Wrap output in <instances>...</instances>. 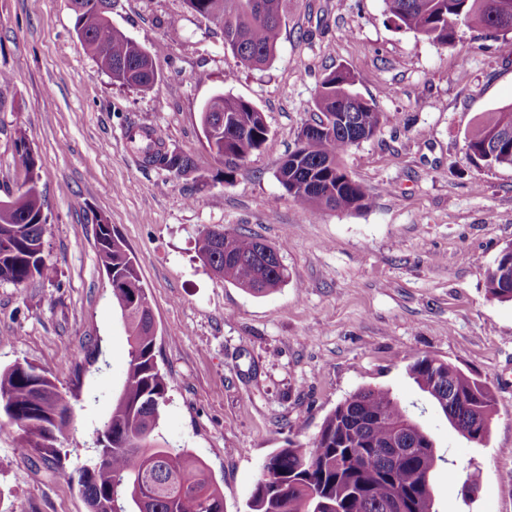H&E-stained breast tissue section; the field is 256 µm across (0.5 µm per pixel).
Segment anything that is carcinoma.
Listing matches in <instances>:
<instances>
[{
  "mask_svg": "<svg viewBox=\"0 0 512 512\" xmlns=\"http://www.w3.org/2000/svg\"><path fill=\"white\" fill-rule=\"evenodd\" d=\"M74 30L83 47L115 84L149 89L156 82L148 49L112 26V0H76ZM188 7L220 22L224 49L243 65L260 67L275 56L287 0H185ZM385 15L396 28L439 44L456 40L458 25L478 26L502 37L501 50L512 49V0H384ZM344 68L321 81L315 105L336 117L332 131L300 141L277 171V180L297 204L312 214L360 211L372 196L352 179L343 155L359 139L380 129L384 115L353 90ZM210 149L247 161L266 140L269 129L251 102L217 94L201 112ZM128 140L144 163L167 172L194 167L192 159L166 147L154 130L128 131ZM469 156L489 165L512 167V105L483 113L467 140ZM23 182L0 201V282L19 286L38 277L52 280L55 269L43 255L47 223L39 190L37 162L27 147L18 150ZM322 184L312 194L306 179ZM97 255L120 310L128 343L124 380L113 394L112 410L97 432L89 460L74 469L79 491L91 512H224V496L204 463L184 448H173L160 431L169 380L158 366V334L139 264L121 235L107 221L97 224ZM199 259L218 278L261 296L288 282L279 248L234 229L207 228L197 238ZM493 298L512 301V246L504 248L487 276ZM408 374L448 421L469 431L467 440L484 443L476 421L493 411L481 380L459 367L417 356ZM74 408L47 374L30 363L0 369V433L23 455L61 460L57 445L73 424ZM411 417L408 407L388 388L352 393L324 419L307 445L288 442L272 452L248 502L250 512H434L430 477L444 456L421 427L401 434L407 454L396 464L392 443L398 427Z\"/></svg>",
  "mask_w": 512,
  "mask_h": 512,
  "instance_id": "cac0c4a2",
  "label": "carcinoma"
}]
</instances>
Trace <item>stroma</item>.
Wrapping results in <instances>:
<instances>
[{
	"label": "stroma",
	"instance_id": "stroma-1",
	"mask_svg": "<svg viewBox=\"0 0 512 512\" xmlns=\"http://www.w3.org/2000/svg\"><path fill=\"white\" fill-rule=\"evenodd\" d=\"M112 24L150 47V90L114 85L74 32L70 0H0V200L37 161L53 280L0 282V369L30 362L68 391L75 423L62 465L0 435V512H87L66 474L92 455L128 344L94 235L106 220L135 253L169 380L165 439L202 459L224 512L247 502L266 458L307 443L364 387L411 405L446 458L437 512H512V302L487 273L512 245V168L470 158L482 113L512 104V55L478 27L442 46L388 22L383 0H290L271 63L244 67L185 0H114ZM343 67L386 120L343 157L372 205L309 217L276 172L315 112L322 78ZM251 101L269 134L225 180L200 116L215 94ZM132 127L155 130L193 171L144 166ZM245 229L280 249L289 279L256 297L216 278L201 230ZM452 363L495 400L487 441L462 437L409 377L416 355ZM477 486L464 493L465 484Z\"/></svg>",
	"mask_w": 512,
	"mask_h": 512
}]
</instances>
